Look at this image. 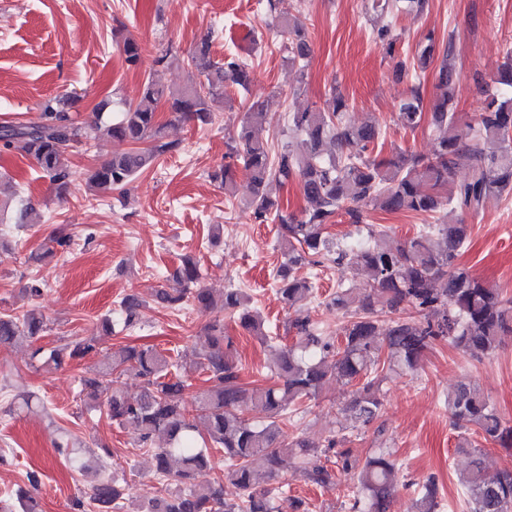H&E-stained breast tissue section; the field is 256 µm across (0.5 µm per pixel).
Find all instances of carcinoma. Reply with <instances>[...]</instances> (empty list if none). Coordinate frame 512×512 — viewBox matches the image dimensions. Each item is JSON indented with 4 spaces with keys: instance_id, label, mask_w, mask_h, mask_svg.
I'll return each mask as SVG.
<instances>
[{
    "instance_id": "obj_1",
    "label": "carcinoma",
    "mask_w": 512,
    "mask_h": 512,
    "mask_svg": "<svg viewBox=\"0 0 512 512\" xmlns=\"http://www.w3.org/2000/svg\"><path fill=\"white\" fill-rule=\"evenodd\" d=\"M279 27L291 34L286 49L295 59L308 56L304 25L296 17H283ZM433 33L425 36L417 55L424 69L434 57ZM192 76L187 84L168 87L148 78L138 102L121 111L118 119L103 118L107 104L99 105L92 119L79 122L70 109L75 97L64 94L46 100L34 121L0 124V147L19 149L38 166L59 198L66 196L77 176L70 156L79 145H91L101 137L127 143L131 149L115 152L84 172L86 182L97 192L126 189L155 160L178 148L163 140L157 119L164 104L175 119L200 127L215 122V99L224 87L243 90L254 80L250 63L236 54L216 59L210 37L197 43L183 60ZM460 76L443 59L435 74L441 90L430 121L434 127L431 154L400 155L379 160L373 153L381 146V129L373 123L352 124L346 119L347 103L332 95L324 110L307 109L288 116L289 129L302 137L301 150L288 145L271 153L263 136L266 113H245L238 143L228 146L224 158L211 174L224 186V194L236 197L238 165L250 183L245 200L254 220L279 224L278 243L285 261L274 275L278 291L295 309L289 321L301 342L279 350L269 366L274 383L248 389L240 380L233 342L224 335V322L215 319L205 327V346L196 360L183 367L169 355L150 346L125 345L112 352V360L81 378L82 391L105 406L120 427L131 426L134 444L151 454L153 473L165 496L143 505L141 512H276L275 489L256 486L258 470L271 479L278 475L285 458L299 456L304 473L313 484L328 488L340 476L349 477L366 493L365 503L355 498L352 512H389L395 481V463L380 451L359 460L350 450H336V436L321 447L305 438L282 439L281 424L288 406L316 399L330 383L339 380L357 389L344 411L355 423L367 426L381 408L380 383L391 374L415 368L426 351L440 339L472 354L496 350L504 337L512 336V300L500 289L455 265L458 251L468 238L467 224H437L434 228L394 246L381 229L368 231L366 243L358 244L361 267L370 281L356 309L349 288L338 287L332 304L349 314L340 343L315 332L309 316L297 303L311 294L312 284L295 275L301 265L319 266L330 256L338 262L348 249L330 240L326 225L340 210L353 224L364 223L363 207L371 202L390 212L429 213L447 204L466 214H479L487 199L512 191V96L492 97L472 124V139L459 142L457 117L452 101ZM398 121L414 131L425 121L424 101L411 91L401 105ZM495 143L499 151L486 156L481 144ZM466 167L469 174L459 183L449 182L454 170ZM299 183L307 207L297 216L284 212L272 198L270 186ZM182 287L174 292L159 289L155 300L179 308L188 300L201 310H230L239 323L263 344L276 343L259 312L249 306L239 289H227L220 299L198 287L201 273L189 257L176 271ZM415 314L399 313L402 304ZM143 302L129 294L120 301L123 328L140 320ZM45 329L41 314L29 310L20 317L0 314V347L23 338H34ZM64 350L37 347L32 358L44 367H59ZM208 374L205 389L192 394L190 373ZM134 371L142 379V392L132 398L114 384V376ZM448 410L461 427L473 426L486 441L512 446V426L503 421L479 385H458L448 396ZM264 414L254 423L249 414ZM163 447H154L157 436ZM224 450V478L209 477L210 449ZM243 491L239 502L224 500V482ZM460 483L470 495L471 512H512V472L487 473L480 454L472 452ZM125 487L105 473L74 508L83 512H116L122 508ZM437 485L432 478L418 485L415 512H437Z\"/></svg>"
}]
</instances>
